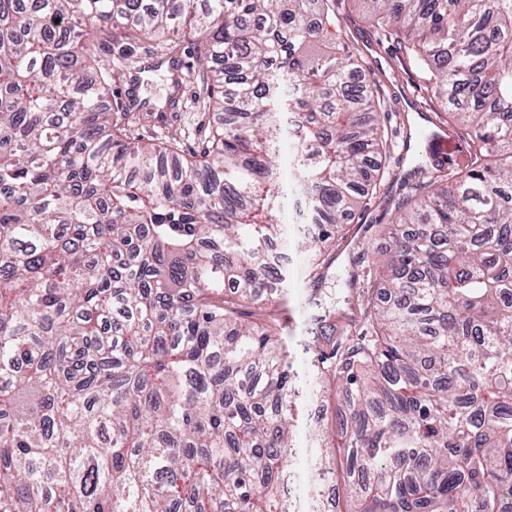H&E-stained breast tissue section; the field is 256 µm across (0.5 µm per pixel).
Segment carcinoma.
Masks as SVG:
<instances>
[{"mask_svg": "<svg viewBox=\"0 0 512 512\" xmlns=\"http://www.w3.org/2000/svg\"><path fill=\"white\" fill-rule=\"evenodd\" d=\"M360 2L470 144L451 174L404 176L355 311L320 285L384 135L336 0H0V512H290L286 117L309 396L341 395L313 440L317 512L338 464L346 512H512V0ZM182 34L224 113L188 156L132 134L105 101L125 71L95 55Z\"/></svg>", "mask_w": 512, "mask_h": 512, "instance_id": "obj_1", "label": "carcinoma"}]
</instances>
